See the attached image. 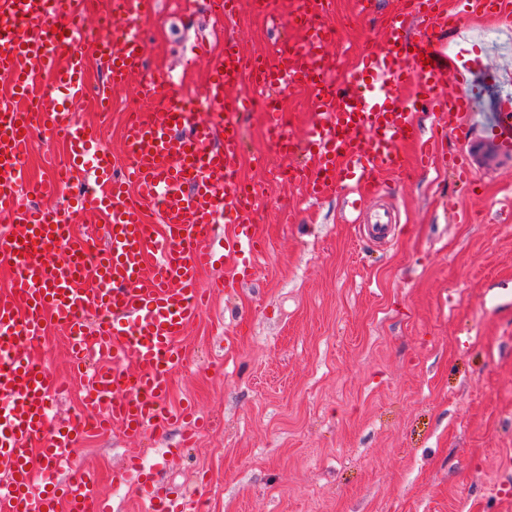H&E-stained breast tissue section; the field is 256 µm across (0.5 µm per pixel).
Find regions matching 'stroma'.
<instances>
[{"label":"stroma","instance_id":"1","mask_svg":"<svg viewBox=\"0 0 512 512\" xmlns=\"http://www.w3.org/2000/svg\"><path fill=\"white\" fill-rule=\"evenodd\" d=\"M335 0L328 25L337 80L367 39L383 42L400 0ZM140 27L155 72L202 98L204 63L190 44L212 36L205 0H159ZM461 48L481 57L512 93V28L492 17L456 20ZM227 29L244 53L275 39L268 17L242 10ZM134 85L114 92L101 141L122 151ZM303 139L313 119L307 89L279 94ZM493 103L475 102L465 133H437L417 115L433 149L417 176L384 171L362 213L345 209L346 188L310 199L273 178L282 158L266 114L242 115L237 177L260 186L263 252L255 276L223 287V267L201 275L210 307L190 326L187 361L170 404L191 403L209 425L194 447L173 428L127 439L93 430L78 442L112 512H140L135 484L112 473L133 454L158 465L157 492H194L208 512H512V158L482 135ZM393 218L385 237L370 226ZM68 341L48 327L36 354L68 391L54 413L74 415L81 381L69 377Z\"/></svg>","mask_w":512,"mask_h":512}]
</instances>
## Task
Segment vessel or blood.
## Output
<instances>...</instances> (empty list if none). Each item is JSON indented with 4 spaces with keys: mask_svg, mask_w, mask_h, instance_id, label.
<instances>
[{
    "mask_svg": "<svg viewBox=\"0 0 512 512\" xmlns=\"http://www.w3.org/2000/svg\"><path fill=\"white\" fill-rule=\"evenodd\" d=\"M157 4L112 0V36L100 39L91 25L97 0H0V76L10 84L0 98V266L10 271L0 290V512H109L91 471L62 475L83 431L76 420L50 415L57 380L30 352L46 323L65 332L74 369L87 371L84 406L99 426L138 440L173 417L192 415V408L173 411L166 402L184 365V337L208 305L200 274L223 263L225 287H238L252 277L259 254L253 217L241 205L243 195L259 190L235 182L240 116L252 104V96L235 91L242 68H251L278 150L291 160L290 181L315 200L344 185L353 189L347 206L360 209L377 172L406 168L405 145L418 146L421 163H428L430 147L414 118L421 104L454 132L478 98L494 95L485 133L499 155L512 156V95L500 92L482 65L440 43L448 29L445 0H405L384 42L360 48L345 87L327 50L332 32L323 19L332 0H291L287 23L299 39L250 58L225 41L210 61L205 97L179 104L161 99L164 78L150 72L138 28ZM457 5L512 24V0ZM84 42L92 43L110 87L139 76L136 95L149 104L126 113L119 157L102 147L96 126L72 112L90 94L76 50ZM46 72L51 84L35 92ZM451 73L465 90L446 97L441 89ZM294 85L313 91L315 120L300 141L274 106L277 94ZM216 105L218 121L198 120L202 108ZM39 136L63 139L67 152L52 159V179L34 186L24 159ZM83 171L93 175V190L77 189ZM28 190L63 199L66 212L25 205ZM148 211L157 212L158 223L145 221ZM85 212L106 215L103 244L65 225L64 215ZM222 222L231 229L221 235ZM155 252L160 261L148 265ZM89 311L102 315L92 327ZM113 478L142 488L145 512H199L193 495L151 493L155 474L138 458Z\"/></svg>",
    "mask_w": 512,
    "mask_h": 512,
    "instance_id": "obj_1",
    "label": "vessel or blood"
}]
</instances>
